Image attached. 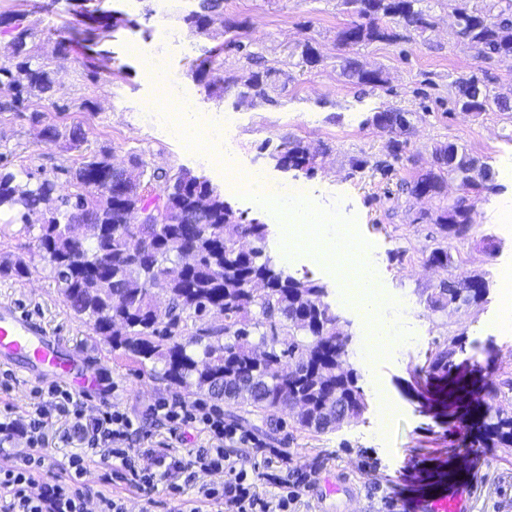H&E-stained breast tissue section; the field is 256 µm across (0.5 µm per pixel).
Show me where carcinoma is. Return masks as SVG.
<instances>
[{"instance_id": "carcinoma-1", "label": "carcinoma", "mask_w": 512, "mask_h": 512, "mask_svg": "<svg viewBox=\"0 0 512 512\" xmlns=\"http://www.w3.org/2000/svg\"><path fill=\"white\" fill-rule=\"evenodd\" d=\"M78 0L76 15L85 26L86 40L99 29L136 27L138 22L120 11L99 13ZM425 0H343L351 20L336 36L342 47L376 40H394L392 23L421 33L434 19ZM460 42L484 61L512 56V0H448ZM181 20L190 32L210 37L217 29L236 28L224 17V0H196ZM38 22L26 13L0 15V27L10 39L0 44V112H28L40 122L36 101H52L66 112L67 102L56 98V82L49 62L36 51ZM228 46L246 52L258 69L246 75L214 79V67H223V48L205 51L193 71L210 94L221 96L229 86L240 88L239 102H270L272 77L282 70L264 65L263 57L232 40ZM299 63L319 62L310 41L296 45ZM343 75L360 85L385 83L380 70L365 71L345 59ZM453 104L476 116L496 109L512 111L509 97L491 92L474 76L457 78ZM375 122L386 128L410 125L402 110L379 112ZM44 143L65 139L81 147L85 133L75 125L62 131L46 125ZM276 166L312 174L315 156L300 142L282 138L269 153ZM438 171L423 173L406 189L415 196L442 191L444 175H452L468 190L484 188L485 171L465 150L450 143L435 149ZM479 172L481 182L474 181ZM58 177L27 174L21 181L0 168V211L30 230L34 216L42 218L35 237L64 302L96 335L122 349L153 374L185 389L216 400L244 405L273 416L296 411L298 424L326 432L358 418L366 409L358 373L347 361L352 335L348 325L326 301L325 285L298 279L276 266L265 254L268 224L238 218L224 197L203 177L180 170L147 169L138 157L118 167L106 152L94 153L78 167ZM159 183L160 193L147 199L143 181ZM162 202L170 224H153L149 207ZM434 223L449 237L463 238L469 225L465 199L448 205ZM0 275H31L23 261L0 264ZM480 277L460 284L443 281L432 289L427 307L433 313L478 306L487 294ZM259 333L258 342L249 340ZM464 336L451 339L431 354L427 372L431 388L418 393L429 410L455 416L470 393L462 377L454 375L456 348ZM479 438L494 447L512 449V416L486 407L475 418Z\"/></svg>"}]
</instances>
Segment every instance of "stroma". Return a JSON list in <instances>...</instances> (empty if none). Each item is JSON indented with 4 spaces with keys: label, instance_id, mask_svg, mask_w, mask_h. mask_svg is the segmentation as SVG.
Masks as SVG:
<instances>
[{
    "label": "stroma",
    "instance_id": "stroma-1",
    "mask_svg": "<svg viewBox=\"0 0 512 512\" xmlns=\"http://www.w3.org/2000/svg\"><path fill=\"white\" fill-rule=\"evenodd\" d=\"M103 9L119 10L136 18L135 29L99 30L94 41L84 39V26L75 14L74 0H0V13L20 12L37 20L40 52L51 58L60 96L71 102L68 112H57L50 103L40 107V123L28 115L0 113V154L18 179L27 173L58 176L77 167L84 154L108 151L114 162L140 156L149 168L190 170L204 177L236 214L257 215L248 197L224 181L222 167L202 153L191 151L171 134L169 113L156 104L157 88L146 79L147 60L160 61L171 95L188 102L196 119L209 125L216 138L233 137L238 166L262 171L270 183H306L320 205L356 217L360 234L370 244L376 275L395 307L381 314L395 329V345L388 357L366 361L359 348L368 334L357 310L343 302L342 290L329 269L303 256L289 257L283 267L295 277H309L325 284L327 300L349 325L352 339L349 360L356 369L367 408L340 428L323 433L302 429L288 415L273 418L224 403L225 422L250 431L273 448H282L295 465L309 471L299 491L296 512H317L329 486L337 480L350 483L360 498L358 512H378L380 499L391 495L406 504V512H420L424 500L458 486L468 492L469 512H512V450L479 445L470 415L462 413L444 423L421 413L408 394L431 351L450 338L464 335L456 361H469L488 372L486 401L512 413V330L496 328L502 295L499 283L512 275V220L499 218L493 200L512 196V114L486 112L476 116L454 108L449 100L452 82L459 76L489 77L494 93L512 97V57L480 61L457 38L456 18L448 7L433 5L434 26L424 33H408L395 42L375 41L348 50L338 45L336 33L350 20L342 0H224L226 18L241 22L238 31L212 37L191 34L181 20L185 0H103ZM240 39L270 65L289 76L269 103L239 104L236 88L223 98L208 96L193 72L205 50L224 46L225 74L242 75L249 67L227 43ZM311 39L320 55L315 66H298L290 53L303 39ZM70 50L58 56L59 42ZM353 58L366 70H382L384 86L356 84L341 74L344 58ZM96 77H89V69ZM94 110L80 111L82 101ZM400 109L410 114L404 131H389L373 121L375 113ZM237 118L225 130V114ZM59 128L81 125V149L65 142L41 141V125ZM299 140L316 156L312 174L284 170L265 155V144L281 138ZM404 145L399 160H391L392 141ZM456 144L487 167L490 187L480 194H465L460 183L446 177L441 194L416 197L402 190V181L435 169V149ZM367 160L359 170L355 160ZM465 199L470 209V230L458 239L442 233L433 219L446 204ZM0 261L24 260L30 277L0 276V300L19 306L44 325L68 350L81 355L92 369L96 388L88 401L95 410L102 400L114 402L133 415L142 416L155 400L192 402L182 388L152 376L148 369L112 349L64 304L56 282L42 261L32 235L21 232L12 217L0 213ZM453 256L448 268L430 265L427 256L435 247ZM482 277L488 287L483 303L474 307L431 312L426 299L441 281ZM65 421L50 419V459L40 477L63 476L77 441L65 439ZM475 455V470L459 468L466 455ZM94 490L123 497L127 512H172L183 501L198 512H210L196 501L201 483H219L217 473L201 472L195 481L182 483L179 495L159 487L145 497L121 479L101 482L106 470L99 457L87 462Z\"/></svg>",
    "mask_w": 512,
    "mask_h": 512
}]
</instances>
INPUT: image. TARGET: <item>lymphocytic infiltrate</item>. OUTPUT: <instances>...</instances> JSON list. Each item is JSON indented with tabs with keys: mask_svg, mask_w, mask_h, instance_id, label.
Returning <instances> with one entry per match:
<instances>
[{
	"mask_svg": "<svg viewBox=\"0 0 512 512\" xmlns=\"http://www.w3.org/2000/svg\"><path fill=\"white\" fill-rule=\"evenodd\" d=\"M31 395L32 409L26 414L0 413V446L23 439L29 447H44L49 440L47 421L55 414L64 418L68 436L79 442L80 450L69 457L68 475L63 479L36 482L34 473L45 464L41 456L1 467L0 512H88L92 506L97 512H126L122 498L93 491L86 464L93 456L106 463L119 460L121 470L148 495L161 484L176 488L182 477L190 480L200 472L223 474L222 485L197 488L200 501L216 505L220 512H292L299 490L309 478L306 471L290 466L282 449L267 447L249 431L226 424L223 409L205 399L190 403L164 399L148 408V415L166 425L169 433L197 428L208 437L207 447L190 457L165 458L141 448L146 438L142 427L113 403H103L96 413H87L86 393L58 384L34 388ZM251 452L278 459L285 466L284 475L267 477L278 489L273 497H261L256 491V467L247 458Z\"/></svg>",
	"mask_w": 512,
	"mask_h": 512,
	"instance_id": "1",
	"label": "lymphocytic infiltrate"
}]
</instances>
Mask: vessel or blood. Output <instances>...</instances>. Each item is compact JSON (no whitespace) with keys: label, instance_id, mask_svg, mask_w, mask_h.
Segmentation results:
<instances>
[{"label":"vessel or blood","instance_id":"obj_1","mask_svg":"<svg viewBox=\"0 0 512 512\" xmlns=\"http://www.w3.org/2000/svg\"><path fill=\"white\" fill-rule=\"evenodd\" d=\"M0 363L18 365L26 377L55 382L73 374L79 359L63 352L56 337L15 305L0 302Z\"/></svg>","mask_w":512,"mask_h":512}]
</instances>
